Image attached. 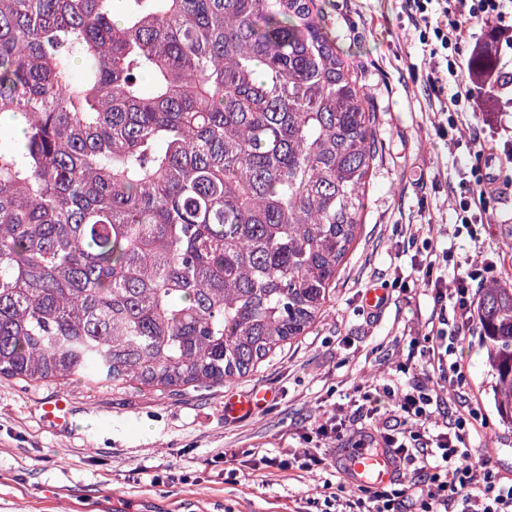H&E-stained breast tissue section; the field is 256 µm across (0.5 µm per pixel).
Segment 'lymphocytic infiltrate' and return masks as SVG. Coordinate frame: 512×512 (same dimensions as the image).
Listing matches in <instances>:
<instances>
[{
    "label": "lymphocytic infiltrate",
    "mask_w": 512,
    "mask_h": 512,
    "mask_svg": "<svg viewBox=\"0 0 512 512\" xmlns=\"http://www.w3.org/2000/svg\"><path fill=\"white\" fill-rule=\"evenodd\" d=\"M415 22L420 44L432 61L427 82L446 87L448 103L441 112L455 130L454 148H466L467 160L454 171L452 189L453 237L474 234L476 225L489 223L490 197L499 195V175L485 151V135L501 128L512 114V0H404ZM495 35L497 66L478 81L463 77L465 59L482 44L485 32ZM493 99L481 125L465 128L464 114L479 101ZM415 270L439 309L438 319L423 337V364L407 387L365 381L353 389V402L366 418L380 412L382 398H389V424L359 440L362 448H383L413 470L406 488L391 491L351 482L337 483L324 496L326 507L336 512H401L404 500L414 501L417 512H512V482L501 481L486 455L474 448L484 427L460 388L465 380L455 355L474 323L473 285L492 282L493 263L486 258L456 261L451 278L434 273L432 263H417ZM451 395L458 409L452 418L438 421L444 395ZM349 430L340 413L325 414L304 449L291 458L262 457L264 468L313 473L326 469L329 454L323 443L343 438Z\"/></svg>",
    "instance_id": "f902f5d3"
}]
</instances>
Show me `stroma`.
Listing matches in <instances>:
<instances>
[{"label": "stroma", "mask_w": 512, "mask_h": 512, "mask_svg": "<svg viewBox=\"0 0 512 512\" xmlns=\"http://www.w3.org/2000/svg\"><path fill=\"white\" fill-rule=\"evenodd\" d=\"M340 50L378 113L380 141L357 242L336 279L325 317L290 346L233 383L180 392L74 379L64 385L0 380V512H297L323 482L344 478L345 438L329 444L330 469L263 470L257 458L303 448L322 414L347 403L355 382L388 377L405 386L401 364L436 308L415 281L409 238L453 241L455 259L481 255L512 283V223L480 224L453 238L448 224L454 156L435 134L439 103L424 80L429 58L402 0H325ZM385 289L377 313L362 294ZM462 389L485 423L492 469L512 480V425L493 401L494 379L480 331L460 345ZM255 386L273 400L247 419L224 415V395ZM74 406L56 430L41 404L57 394Z\"/></svg>", "instance_id": "1"}]
</instances>
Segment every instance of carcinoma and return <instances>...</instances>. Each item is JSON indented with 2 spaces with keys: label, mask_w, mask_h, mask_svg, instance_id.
I'll return each instance as SVG.
<instances>
[{
  "label": "carcinoma",
  "mask_w": 512,
  "mask_h": 512,
  "mask_svg": "<svg viewBox=\"0 0 512 512\" xmlns=\"http://www.w3.org/2000/svg\"><path fill=\"white\" fill-rule=\"evenodd\" d=\"M1 117L0 378L210 387L325 314L378 138L319 0H0Z\"/></svg>",
  "instance_id": "cac0c4a2"
}]
</instances>
